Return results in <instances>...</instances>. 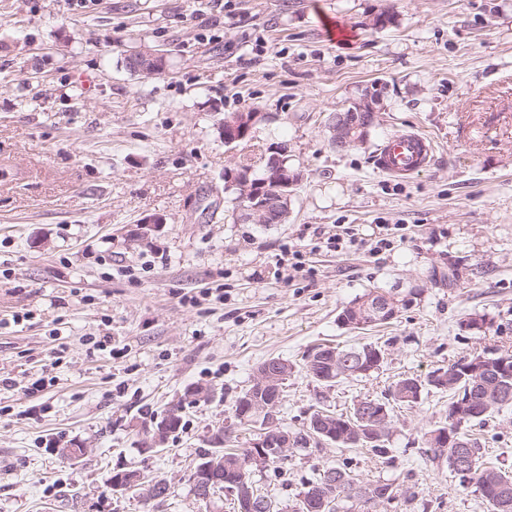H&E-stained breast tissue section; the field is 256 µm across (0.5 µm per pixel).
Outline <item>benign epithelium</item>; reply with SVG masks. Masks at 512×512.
I'll list each match as a JSON object with an SVG mask.
<instances>
[{"label":"benign epithelium","instance_id":"1","mask_svg":"<svg viewBox=\"0 0 512 512\" xmlns=\"http://www.w3.org/2000/svg\"><path fill=\"white\" fill-rule=\"evenodd\" d=\"M166 62L163 53L156 50L136 49L132 51L134 69L147 75L157 73L160 65ZM359 111L366 115V123L362 126L347 122L346 114L336 112L330 117L328 129L332 145L345 151L353 146H361L367 141V133L374 128L382 112V97L371 87L361 95L349 101V112ZM259 112H231L224 116V144L231 145L246 138L261 121ZM286 146L272 148L264 169L263 179L252 177V170L237 166L226 170L228 185L236 188L241 201L243 219L258 224H281L289 214L292 187L299 181L301 174L288 168ZM395 298L387 293H374L361 301V310L352 319L343 323L349 326H366L388 316L394 311ZM332 369L339 375H358L365 373L366 365L362 361H352L343 355L332 356ZM454 373L465 379L472 386L480 385L486 378L494 375L505 381L502 394V405L512 404V358L502 356L496 361L489 360L485 354L465 357L454 368ZM288 378V368L278 360H267L256 370L253 379V391L243 399L246 411L253 413L262 420V426L256 430V438L248 448V461L259 463L270 455L282 454L293 449L294 435L285 430L278 422L275 410L282 395V383ZM469 399L463 397V391L455 392L453 416L450 421L456 426L434 429L428 438L434 448L453 449V468L457 475L469 479L475 471V455L470 452L468 434L462 431L468 418ZM350 420L356 423L354 434L347 440L352 447L366 441L375 440L386 432L385 425L389 420L386 406L372 403L370 405L355 404L348 410ZM308 433L316 438H329L336 441L332 430L331 414L320 410L308 421ZM168 418L162 415L154 422L152 429L143 441L141 451L144 453L158 452L165 442ZM277 440L278 447H270L272 440ZM224 471V458L219 452L211 453L201 459L192 474V483L199 498L207 501L211 498L212 483L219 480ZM140 475L134 471H116L112 475V489L116 492L126 491L140 485ZM231 491L239 502H253L258 491L251 481L241 479L232 484Z\"/></svg>","mask_w":512,"mask_h":512}]
</instances>
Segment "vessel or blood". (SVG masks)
I'll list each match as a JSON object with an SVG mask.
<instances>
[{"label": "vessel or blood", "mask_w": 512, "mask_h": 512, "mask_svg": "<svg viewBox=\"0 0 512 512\" xmlns=\"http://www.w3.org/2000/svg\"><path fill=\"white\" fill-rule=\"evenodd\" d=\"M434 146L430 137L417 133H399L388 137L380 148L376 165L393 176L418 173L431 165Z\"/></svg>", "instance_id": "obj_1"}]
</instances>
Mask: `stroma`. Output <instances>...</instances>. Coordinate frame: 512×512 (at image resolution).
<instances>
[{
    "mask_svg": "<svg viewBox=\"0 0 512 512\" xmlns=\"http://www.w3.org/2000/svg\"><path fill=\"white\" fill-rule=\"evenodd\" d=\"M140 43L167 51L163 74L127 67ZM376 82L379 124L336 151L331 113ZM231 112L262 119L228 146ZM415 130L433 164L380 171L384 140ZM282 144L303 175L287 223L238 219L225 169ZM340 224L359 242L328 247ZM289 250L304 262L293 278ZM375 288L412 302L379 328L341 324ZM475 316L483 331L466 329ZM362 343L385 351L379 373L307 376L314 347ZM510 346L512 0H0V512H235L230 493L193 495L192 468L260 363L291 365L279 418L296 429L315 406L341 413L402 375ZM196 385L214 396L193 400ZM178 402L179 431L141 453ZM389 414L387 457L302 449L256 485L294 512L313 470L343 464L398 486L377 512H492L425 452L447 391ZM469 431L512 471V407ZM72 441L88 450L77 462L58 453ZM117 470L170 493L113 492ZM169 413L163 414L159 420L156 419L152 429L148 430V433L143 441L141 449L144 453L159 452L165 442V435L167 432Z\"/></svg>",
    "mask_w": 512,
    "mask_h": 512,
    "instance_id": "35a3bbf8",
    "label": "stroma"
}]
</instances>
